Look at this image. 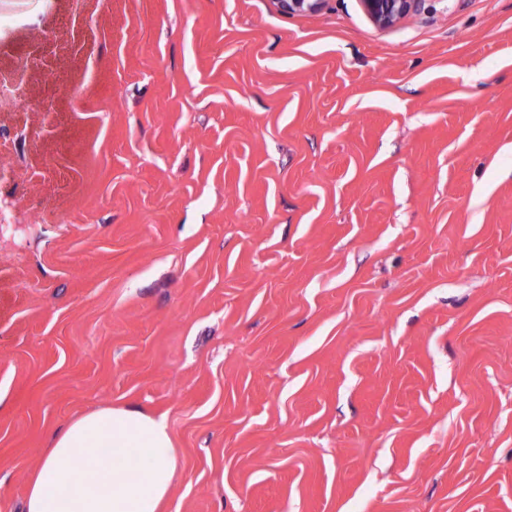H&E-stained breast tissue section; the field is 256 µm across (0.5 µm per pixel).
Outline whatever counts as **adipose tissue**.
Listing matches in <instances>:
<instances>
[{
	"label": "adipose tissue",
	"mask_w": 512,
	"mask_h": 512,
	"mask_svg": "<svg viewBox=\"0 0 512 512\" xmlns=\"http://www.w3.org/2000/svg\"><path fill=\"white\" fill-rule=\"evenodd\" d=\"M175 469L163 418L128 403L107 406L56 432L25 512H163Z\"/></svg>",
	"instance_id": "ef3b65f1"
}]
</instances>
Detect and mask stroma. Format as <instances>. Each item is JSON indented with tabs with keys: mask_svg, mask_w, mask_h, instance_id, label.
Masks as SVG:
<instances>
[{
	"mask_svg": "<svg viewBox=\"0 0 512 512\" xmlns=\"http://www.w3.org/2000/svg\"><path fill=\"white\" fill-rule=\"evenodd\" d=\"M20 8L79 98L0 117V506L126 402L165 512H512V0ZM421 0H360L368 18L380 28L394 26L405 18Z\"/></svg>",
	"mask_w": 512,
	"mask_h": 512,
	"instance_id": "stroma-1",
	"label": "stroma"
}]
</instances>
